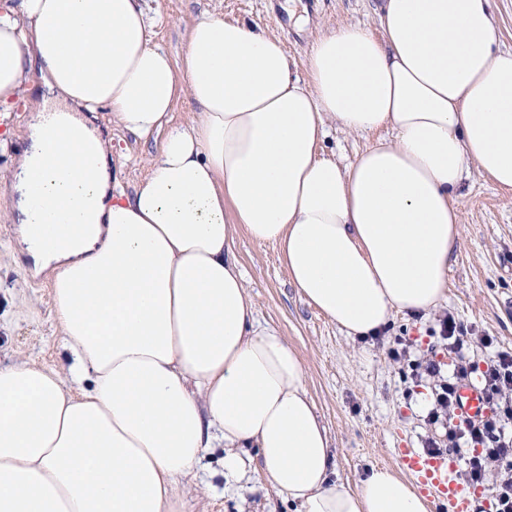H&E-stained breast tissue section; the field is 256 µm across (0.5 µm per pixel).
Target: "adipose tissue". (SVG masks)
<instances>
[{
  "instance_id": "obj_1",
  "label": "adipose tissue",
  "mask_w": 512,
  "mask_h": 512,
  "mask_svg": "<svg viewBox=\"0 0 512 512\" xmlns=\"http://www.w3.org/2000/svg\"><path fill=\"white\" fill-rule=\"evenodd\" d=\"M378 31L317 37L306 78L258 24L211 14L180 61L153 45L144 0H18L0 13V107L37 113L17 156L14 221L51 270L74 378L0 367V512H180L205 449L250 493L245 455L298 512H428L387 468L336 476L306 370L261 323L234 251L277 245L301 299L351 339L447 300L469 168L512 191V47L493 0H379ZM197 117L167 126L179 92ZM166 135L146 181L115 188L86 118ZM378 132L344 164L327 121ZM67 137L57 141L59 123Z\"/></svg>"
}]
</instances>
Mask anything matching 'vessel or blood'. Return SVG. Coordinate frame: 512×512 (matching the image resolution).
Returning <instances> with one entry per match:
<instances>
[{
    "label": "vessel or blood",
    "mask_w": 512,
    "mask_h": 512,
    "mask_svg": "<svg viewBox=\"0 0 512 512\" xmlns=\"http://www.w3.org/2000/svg\"><path fill=\"white\" fill-rule=\"evenodd\" d=\"M457 414L460 419L474 421L487 415V404L476 385L465 381L457 389ZM395 459L423 493L434 500L438 512H469V494L454 476V464L446 457L410 448H400Z\"/></svg>",
    "instance_id": "vessel-or-blood-1"
}]
</instances>
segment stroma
Segmentation results:
<instances>
[{"label":"stroma","mask_w":512,"mask_h":512,"mask_svg":"<svg viewBox=\"0 0 512 512\" xmlns=\"http://www.w3.org/2000/svg\"><path fill=\"white\" fill-rule=\"evenodd\" d=\"M153 44L180 57L187 28L217 14L252 21L278 37L299 77H306L312 41L344 23L376 28V0H146ZM307 17L295 27L290 12ZM101 133L110 139L118 180L132 193L146 179L164 132L137 137L101 111ZM376 139L328 123L322 148L344 163ZM12 201L0 195V365L31 364L66 373L67 354L52 302L48 272L25 270L14 249ZM457 208L462 224L459 248L448 267V299L430 316L395 315L381 336L347 338L329 317L300 298L289 280L277 247L239 235L236 253L261 322L276 326L296 349L307 373L306 386L327 427L339 476L358 485L371 468L396 469L399 448L425 450L429 441L446 443L444 422L429 418L441 381L455 364L442 337L440 321L453 315L471 335L465 355L473 364V383L497 352L512 350V191L498 189L470 170ZM491 344H482V337ZM435 359L438 376H420L416 362ZM224 451L205 453L193 475L182 479L178 494L183 512H295L266 482L259 461L247 467L254 487L239 495L227 486Z\"/></svg>","instance_id":"1"}]
</instances>
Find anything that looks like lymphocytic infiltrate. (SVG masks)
Instances as JSON below:
<instances>
[{
	"label": "lymphocytic infiltrate",
	"mask_w": 512,
	"mask_h": 512,
	"mask_svg": "<svg viewBox=\"0 0 512 512\" xmlns=\"http://www.w3.org/2000/svg\"><path fill=\"white\" fill-rule=\"evenodd\" d=\"M441 333L457 361L452 380L440 384L429 416L434 420L443 416L449 418L447 446L455 448L462 442L470 445L472 453L465 461L464 472L470 486L482 485L489 469L503 471L504 477L495 489V512H512V403L501 399L504 391L512 390V352H498L483 375L482 390L490 408L488 417L464 422L458 420L455 413L456 390L458 382L471 372L464 354L469 338L462 326L450 317L443 320Z\"/></svg>",
	"instance_id": "lymphocytic-infiltrate-1"
}]
</instances>
